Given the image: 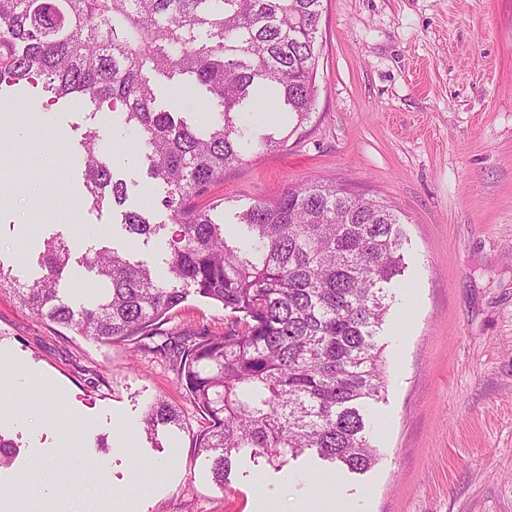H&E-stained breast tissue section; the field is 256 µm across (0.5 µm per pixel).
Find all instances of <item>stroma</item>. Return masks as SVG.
<instances>
[{
  "mask_svg": "<svg viewBox=\"0 0 512 512\" xmlns=\"http://www.w3.org/2000/svg\"><path fill=\"white\" fill-rule=\"evenodd\" d=\"M318 43L309 120L284 146L252 147L194 204L232 240L237 212L322 179L403 213L405 272L378 336L387 390L368 406L379 460L358 475L303 456L281 471L244 456L219 487L195 446L206 417L165 362L68 335L8 289L0 376L16 385L0 408L28 418L0 419L16 445L0 492L16 512H250L259 486L284 512L330 486L357 512H512V0H323ZM90 126L127 183L126 207L159 234L131 236L120 210L86 204L78 142ZM133 139L88 98L0 87V268L33 283L45 239L61 232L73 304L92 291L81 258L94 247L165 277V187ZM407 315L410 333L398 336ZM231 319L191 294L165 329L220 333ZM160 400L182 426L153 440L142 420ZM125 429L128 452L115 445Z\"/></svg>",
  "mask_w": 512,
  "mask_h": 512,
  "instance_id": "35a3bbf8",
  "label": "stroma"
}]
</instances>
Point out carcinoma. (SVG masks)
<instances>
[{
  "label": "carcinoma",
  "mask_w": 512,
  "mask_h": 512,
  "mask_svg": "<svg viewBox=\"0 0 512 512\" xmlns=\"http://www.w3.org/2000/svg\"><path fill=\"white\" fill-rule=\"evenodd\" d=\"M321 14L322 0H0V83L41 78L58 99L121 106L178 227L166 283L102 246L82 258L101 293L75 309L59 288L72 250L57 233L44 241L46 273L13 292L42 321L164 357L208 418L196 447L221 487L245 452L276 468L308 448L351 472L377 461L362 407L385 392L376 334L389 311L385 285L404 272L397 210L317 181L240 212L242 246L191 205L243 159L247 108L267 100L295 129L310 118ZM148 71L192 85L215 110L210 126L159 109ZM80 150L86 201L123 206L127 185L114 178L97 132ZM122 217L132 235L165 229L136 211ZM190 289L233 314L224 333L182 332L150 345ZM181 422L158 401L145 432Z\"/></svg>",
  "instance_id": "obj_1"
}]
</instances>
